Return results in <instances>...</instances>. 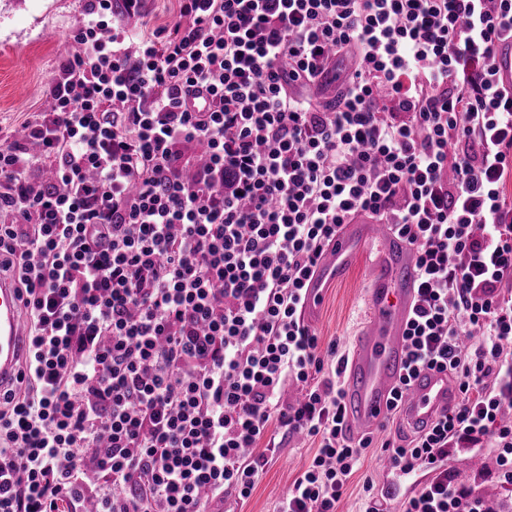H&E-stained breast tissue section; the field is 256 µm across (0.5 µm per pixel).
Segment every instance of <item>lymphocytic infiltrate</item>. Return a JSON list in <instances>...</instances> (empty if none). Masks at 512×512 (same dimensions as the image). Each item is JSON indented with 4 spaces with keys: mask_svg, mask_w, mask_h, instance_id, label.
I'll return each instance as SVG.
<instances>
[{
    "mask_svg": "<svg viewBox=\"0 0 512 512\" xmlns=\"http://www.w3.org/2000/svg\"><path fill=\"white\" fill-rule=\"evenodd\" d=\"M86 0L47 107L0 134V267L30 321L0 393V512H206L278 439L316 445L276 512H337L372 438L344 430L304 290L365 215L415 250L402 386L457 405L393 468L403 512H493L448 476L490 437L512 484V0H179L133 38ZM301 387L295 402L285 384Z\"/></svg>",
    "mask_w": 512,
    "mask_h": 512,
    "instance_id": "obj_1",
    "label": "lymphocytic infiltrate"
}]
</instances>
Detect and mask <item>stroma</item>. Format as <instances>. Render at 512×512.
Here are the masks:
<instances>
[{
	"label": "stroma",
	"instance_id": "obj_1",
	"mask_svg": "<svg viewBox=\"0 0 512 512\" xmlns=\"http://www.w3.org/2000/svg\"><path fill=\"white\" fill-rule=\"evenodd\" d=\"M84 0H0V130L19 128L45 103L47 75L62 55L64 44L78 25ZM178 11V0H143L141 16L116 14L114 22L129 34L141 36L167 24ZM373 253L358 254L346 276L327 288L311 328L321 349L335 347L337 354L350 353L367 320L368 267ZM314 449L309 441L286 440L269 456L251 496L245 502L226 497V512H274L284 492L305 469ZM475 455L496 457L490 439L451 442L448 474L475 492L493 488L505 512H512V485L503 483L496 470L474 475L467 462ZM428 479L419 470L399 478L397 470L385 469L378 449L368 448L359 470L351 478L338 512H366L372 497L386 492L387 512H400L402 504Z\"/></svg>",
	"mask_w": 512,
	"mask_h": 512
}]
</instances>
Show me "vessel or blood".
Here are the masks:
<instances>
[{
  "mask_svg": "<svg viewBox=\"0 0 512 512\" xmlns=\"http://www.w3.org/2000/svg\"><path fill=\"white\" fill-rule=\"evenodd\" d=\"M372 243L378 244L379 250L368 271L373 283L369 317L343 374L345 432L351 438L380 427L404 373V334L417 296L413 250L388 225L366 220L344 225L307 284L302 310L303 316L314 315L324 289L341 279L353 256ZM27 344L22 297L11 279L0 276V389L18 383ZM457 400L447 372L423 371L404 396V421L412 429L424 431Z\"/></svg>",
  "mask_w": 512,
  "mask_h": 512,
  "instance_id": "obj_1",
  "label": "vessel or blood"
}]
</instances>
